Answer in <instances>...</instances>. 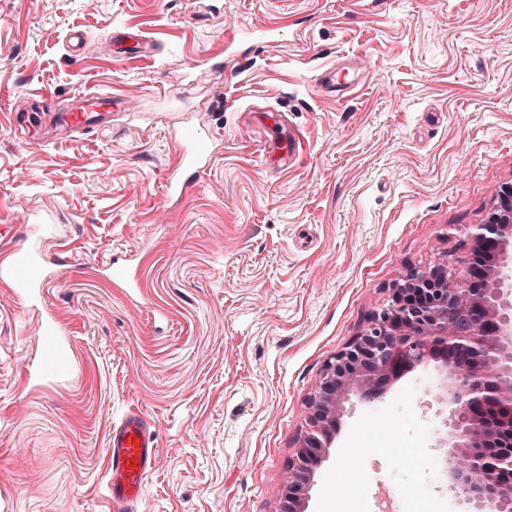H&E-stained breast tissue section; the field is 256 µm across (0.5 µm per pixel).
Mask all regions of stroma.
Listing matches in <instances>:
<instances>
[{"label":"stroma","instance_id":"35a3bbf8","mask_svg":"<svg viewBox=\"0 0 512 512\" xmlns=\"http://www.w3.org/2000/svg\"><path fill=\"white\" fill-rule=\"evenodd\" d=\"M123 26L153 58L110 50ZM91 91L121 103L77 140L11 125ZM187 122L216 153L175 204ZM290 130L299 157L267 164ZM510 182L512 0H0V225L56 226L42 311L0 283V512H114L108 435L132 411L159 449L137 512H275L324 361ZM110 256L139 261V293L99 272ZM45 311L77 372L34 385ZM440 379L430 361L348 401L308 512H374L383 490L395 512H458Z\"/></svg>","mask_w":512,"mask_h":512}]
</instances>
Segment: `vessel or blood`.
Segmentation results:
<instances>
[{"label": "vessel or blood", "instance_id": "b4317fda", "mask_svg": "<svg viewBox=\"0 0 512 512\" xmlns=\"http://www.w3.org/2000/svg\"><path fill=\"white\" fill-rule=\"evenodd\" d=\"M111 40L113 46L134 58H147L154 54L153 42L139 30H114ZM118 104V99L108 93H78L73 97L72 107L55 113L53 120L81 135L94 129L97 118ZM177 141L180 147L179 164L165 183L166 194L172 199L186 194L214 155L210 135L203 128L178 130ZM101 269L126 288L134 290L139 286L131 265L112 259L102 264ZM47 277L48 266L35 240H28L22 247L10 248L7 259L0 261V281L14 288L18 297L30 307H37ZM37 346L42 359L29 367V380L62 379L72 373L74 361L71 347L52 315H45L41 322ZM106 454L109 498L116 512H128L131 505L143 498L146 480L157 456V444L146 420L139 414L131 413L115 423L109 433Z\"/></svg>", "mask_w": 512, "mask_h": 512}]
</instances>
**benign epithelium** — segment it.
<instances>
[{"label":"benign epithelium","instance_id":"1","mask_svg":"<svg viewBox=\"0 0 512 512\" xmlns=\"http://www.w3.org/2000/svg\"><path fill=\"white\" fill-rule=\"evenodd\" d=\"M498 199L459 243L500 255L481 271L482 287H473L475 271L452 251L412 265L362 331L324 363L278 512H306L314 467L349 397L375 401L400 371L432 358L445 377L439 446L448 449L450 489L465 512H512V484L500 482L512 471V186Z\"/></svg>","mask_w":512,"mask_h":512}]
</instances>
